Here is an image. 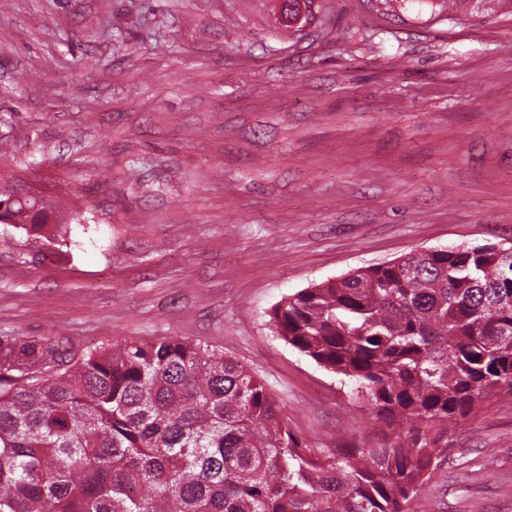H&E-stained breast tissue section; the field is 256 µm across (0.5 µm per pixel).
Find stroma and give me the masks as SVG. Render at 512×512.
Masks as SVG:
<instances>
[{
  "label": "stroma",
  "mask_w": 512,
  "mask_h": 512,
  "mask_svg": "<svg viewBox=\"0 0 512 512\" xmlns=\"http://www.w3.org/2000/svg\"><path fill=\"white\" fill-rule=\"evenodd\" d=\"M0 0V179L65 208L0 227V336L223 349L307 447L380 437L275 332L301 289L410 251L512 244V0ZM407 512H512V398L448 434Z\"/></svg>",
  "instance_id": "1"
}]
</instances>
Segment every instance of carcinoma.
<instances>
[{
  "label": "carcinoma",
  "instance_id": "obj_1",
  "mask_svg": "<svg viewBox=\"0 0 512 512\" xmlns=\"http://www.w3.org/2000/svg\"><path fill=\"white\" fill-rule=\"evenodd\" d=\"M315 0H288L312 17ZM23 222L58 212L41 195ZM277 334L383 426L318 454L239 362L184 338L0 340V512H406L448 431L512 397V246L413 250L302 289Z\"/></svg>",
  "mask_w": 512,
  "mask_h": 512
}]
</instances>
